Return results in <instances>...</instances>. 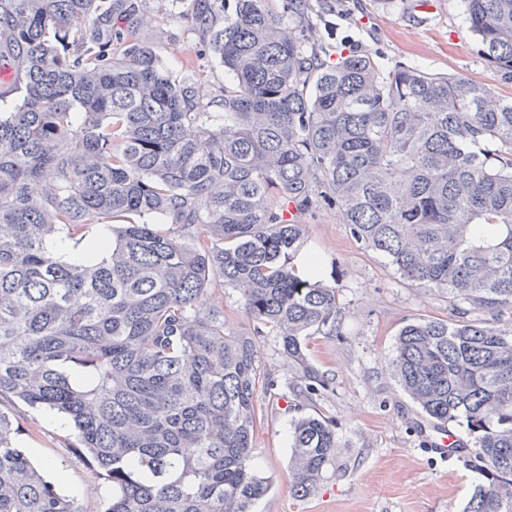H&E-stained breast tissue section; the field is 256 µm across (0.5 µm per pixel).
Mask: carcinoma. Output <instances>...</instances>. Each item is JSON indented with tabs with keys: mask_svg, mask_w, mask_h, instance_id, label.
I'll return each mask as SVG.
<instances>
[{
	"mask_svg": "<svg viewBox=\"0 0 512 512\" xmlns=\"http://www.w3.org/2000/svg\"><path fill=\"white\" fill-rule=\"evenodd\" d=\"M478 53L512 73V0H462ZM165 0H0V512H77L17 446L7 402L68 416L112 487L103 512H252L270 386L256 337H279L312 401L311 359L339 332L335 287L297 259L301 217L334 211L457 318H417L389 359L423 414L463 421L485 478L464 512H512V99L463 76L385 67L315 37L311 0H191L230 75L207 104L141 35ZM111 225L112 236L89 237ZM84 245L66 261L54 239ZM238 293L246 334L200 299ZM339 447L291 431L296 497Z\"/></svg>",
	"mask_w": 512,
	"mask_h": 512,
	"instance_id": "carcinoma-1",
	"label": "carcinoma"
}]
</instances>
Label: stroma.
Segmentation results:
<instances>
[{"mask_svg": "<svg viewBox=\"0 0 512 512\" xmlns=\"http://www.w3.org/2000/svg\"><path fill=\"white\" fill-rule=\"evenodd\" d=\"M411 0H325L336 35L334 46L376 53L389 67L417 65L433 75L460 74L512 98V80L481 57L461 14V0H430L426 18ZM185 0H169L150 13L142 27L162 62L182 72L191 51L197 60L203 101L216 99L228 75L207 54L191 30ZM309 228L306 251L320 259V277L336 286L342 311L339 334L318 337L313 362L328 385L304 410H297L289 388L295 366L277 337L257 340L258 357L273 383L263 399L253 439V466L270 485L254 512H464L481 478L469 465L472 446L464 427L425 417L394 376L388 358L401 326L418 317L452 318L446 293L428 292L400 280L377 254L361 249L346 225L331 212L302 218ZM321 414L336 424L341 446L323 478L307 497L289 490L290 431L298 413ZM18 442L46 477L63 469L58 490L78 512H103L111 487L74 446L72 422L52 425L43 410L16 404ZM460 442L448 460L430 452L440 433Z\"/></svg>", "mask_w": 512, "mask_h": 512, "instance_id": "35a3bbf8", "label": "stroma"}]
</instances>
